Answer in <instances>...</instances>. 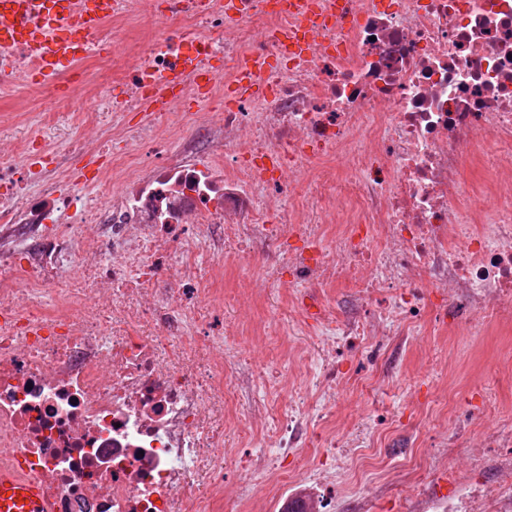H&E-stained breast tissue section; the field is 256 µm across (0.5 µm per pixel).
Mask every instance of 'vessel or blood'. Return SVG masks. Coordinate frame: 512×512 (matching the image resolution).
Masks as SVG:
<instances>
[{
    "label": "vessel or blood",
    "mask_w": 512,
    "mask_h": 512,
    "mask_svg": "<svg viewBox=\"0 0 512 512\" xmlns=\"http://www.w3.org/2000/svg\"><path fill=\"white\" fill-rule=\"evenodd\" d=\"M107 0H95L92 9L74 13L68 0H0V41H20L40 62L39 76L56 74L67 60L74 43L92 45ZM212 72L198 71L193 56H186L170 71L161 86H148L142 101L145 110L159 112L179 96L187 82L205 90ZM49 503L33 482L19 481L12 472L0 469V512H48Z\"/></svg>",
    "instance_id": "vessel-or-blood-1"
}]
</instances>
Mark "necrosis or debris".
<instances>
[{
	"label": "necrosis or debris",
	"mask_w": 512,
	"mask_h": 512,
	"mask_svg": "<svg viewBox=\"0 0 512 512\" xmlns=\"http://www.w3.org/2000/svg\"><path fill=\"white\" fill-rule=\"evenodd\" d=\"M266 0L232 10L182 0L170 12L185 35L157 36L124 56L125 97L89 91L73 108L75 156L108 145L87 114L131 112L143 84L184 56H224L225 76L249 67L269 96L204 119L178 102L147 133L110 153L108 173L68 180L36 137L0 140V468L39 480L52 512H224L240 500L224 472L225 422L251 449L250 471L297 487L305 512H331L333 482L376 431L337 406L358 395L347 353L371 349L392 374L421 327L442 336L512 325V0H315L338 21L290 53L275 32L294 15ZM37 62L0 46V91L33 84L64 102L70 75L36 78ZM490 182L465 164L476 145ZM313 181L308 199L287 194ZM287 222H280V215ZM259 267L226 295L214 283L244 258ZM347 293L330 300L333 288ZM289 298L271 335H314L317 350L269 372L223 307ZM287 390V403L240 406L246 377ZM484 414L448 401L455 434L434 454L466 452L457 489L435 512H512V426L506 404L477 384ZM321 448L314 482L281 462Z\"/></svg>",
	"instance_id": "4bbe7bcc"
}]
</instances>
